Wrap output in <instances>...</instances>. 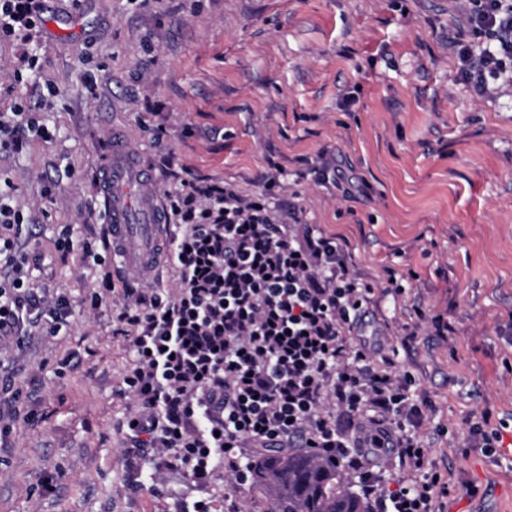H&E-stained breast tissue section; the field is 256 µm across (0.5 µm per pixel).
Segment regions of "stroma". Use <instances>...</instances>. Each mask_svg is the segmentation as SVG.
<instances>
[{"mask_svg":"<svg viewBox=\"0 0 512 512\" xmlns=\"http://www.w3.org/2000/svg\"><path fill=\"white\" fill-rule=\"evenodd\" d=\"M468 0H47L31 38L0 36V112L25 104L52 137L0 153V185L38 221L21 248L74 315L24 347L0 342V512H176L185 486L136 473L118 394L128 359L98 268L101 161L122 138L157 193L186 174L267 193L346 243L378 293L364 339L393 353L450 494L444 512H512V77L459 80L448 37ZM39 57L28 68V55ZM344 179L317 173L322 158ZM454 329L443 339L431 320ZM415 333L403 347L407 333ZM501 439L475 445L482 412ZM216 512H264L216 479Z\"/></svg>","mask_w":512,"mask_h":512,"instance_id":"obj_1","label":"stroma"}]
</instances>
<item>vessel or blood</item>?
<instances>
[{"label": "vessel or blood", "mask_w": 512, "mask_h": 512, "mask_svg": "<svg viewBox=\"0 0 512 512\" xmlns=\"http://www.w3.org/2000/svg\"><path fill=\"white\" fill-rule=\"evenodd\" d=\"M102 167L100 197L120 264L125 271L139 274L141 283H151L153 271L163 262L157 253L164 236L157 194L144 193L135 201L127 195L129 188L149 181L150 172L119 140L113 141Z\"/></svg>", "instance_id": "b4317fda"}]
</instances>
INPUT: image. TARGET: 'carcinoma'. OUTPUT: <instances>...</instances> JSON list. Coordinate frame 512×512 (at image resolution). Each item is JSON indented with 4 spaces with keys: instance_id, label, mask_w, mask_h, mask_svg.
I'll return each mask as SVG.
<instances>
[{
    "instance_id": "carcinoma-1",
    "label": "carcinoma",
    "mask_w": 512,
    "mask_h": 512,
    "mask_svg": "<svg viewBox=\"0 0 512 512\" xmlns=\"http://www.w3.org/2000/svg\"><path fill=\"white\" fill-rule=\"evenodd\" d=\"M254 475L268 504L263 512H366L364 502L344 488L340 473L309 454L263 457Z\"/></svg>"
}]
</instances>
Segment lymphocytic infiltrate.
I'll list each match as a JSON object with an SVG mask.
<instances>
[{"instance_id":"f902f5d3","label":"lymphocytic infiltrate","mask_w":512,"mask_h":512,"mask_svg":"<svg viewBox=\"0 0 512 512\" xmlns=\"http://www.w3.org/2000/svg\"><path fill=\"white\" fill-rule=\"evenodd\" d=\"M41 21L33 0H0L1 33ZM466 27L469 40L452 43L457 74L482 92L512 73V0H470ZM163 217L157 251L175 286L119 291L107 270L90 302L112 305L131 353L130 468L152 461L202 493L179 512H212L215 477L244 486L270 450H305L350 474L368 512H442L448 483L417 432L428 403L362 340L374 290L343 244L296 209L208 178L183 180ZM23 224L0 193V341L57 335L72 314L65 294L35 287L40 257L15 248ZM393 451L406 477L388 475Z\"/></svg>"}]
</instances>
